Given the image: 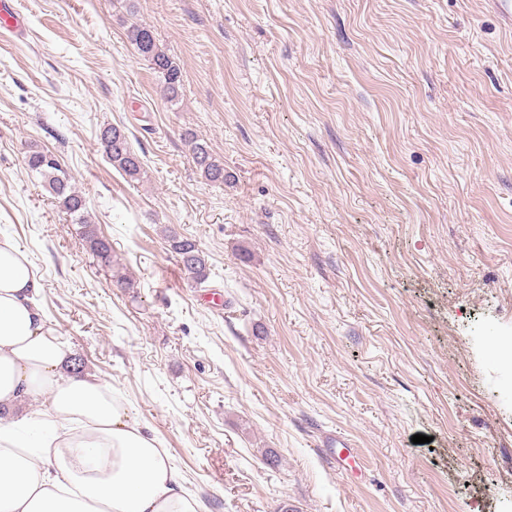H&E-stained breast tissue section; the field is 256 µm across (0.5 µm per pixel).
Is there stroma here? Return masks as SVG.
<instances>
[{
    "instance_id": "1",
    "label": "stroma",
    "mask_w": 512,
    "mask_h": 512,
    "mask_svg": "<svg viewBox=\"0 0 512 512\" xmlns=\"http://www.w3.org/2000/svg\"><path fill=\"white\" fill-rule=\"evenodd\" d=\"M16 5L0 233L189 491L211 512H512V365L489 346L512 338V32L486 0ZM135 22L180 67L178 102ZM107 124L141 179L107 160ZM188 130L227 182L200 176ZM33 145L85 196L113 266L27 169ZM170 230L205 252L204 283ZM128 38L135 52L150 62L152 69L159 74L165 99L170 103L177 102L183 86L182 71L167 55L158 50L151 27L135 23L128 29ZM100 144L112 167L130 180L142 177L143 161L133 150L129 137L119 126L111 125L100 132ZM169 249L190 279L201 284L208 279L209 265L204 251L191 237L170 231L166 236Z\"/></svg>"
}]
</instances>
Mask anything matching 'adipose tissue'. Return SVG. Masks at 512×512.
Here are the masks:
<instances>
[{
    "mask_svg": "<svg viewBox=\"0 0 512 512\" xmlns=\"http://www.w3.org/2000/svg\"><path fill=\"white\" fill-rule=\"evenodd\" d=\"M39 276L0 237V404L43 399V419L0 418V512H207L111 382L64 368Z\"/></svg>",
    "mask_w": 512,
    "mask_h": 512,
    "instance_id": "obj_1",
    "label": "adipose tissue"
}]
</instances>
